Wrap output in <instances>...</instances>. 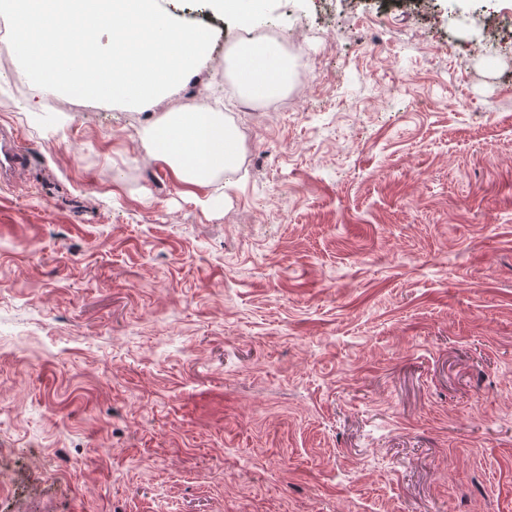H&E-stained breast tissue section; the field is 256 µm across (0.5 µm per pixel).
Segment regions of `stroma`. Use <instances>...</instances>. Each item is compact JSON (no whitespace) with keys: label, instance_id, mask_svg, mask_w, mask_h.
<instances>
[{"label":"stroma","instance_id":"obj_1","mask_svg":"<svg viewBox=\"0 0 512 512\" xmlns=\"http://www.w3.org/2000/svg\"><path fill=\"white\" fill-rule=\"evenodd\" d=\"M224 209L0 38V512H512V0H265ZM241 48L249 52L238 57L236 69L240 71L239 83L249 98L264 100L288 90V62L278 45L248 42ZM25 165V154L17 149L10 138L0 134V179H9Z\"/></svg>","mask_w":512,"mask_h":512}]
</instances>
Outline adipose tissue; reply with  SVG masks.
<instances>
[{"label":"adipose tissue","mask_w":512,"mask_h":512,"mask_svg":"<svg viewBox=\"0 0 512 512\" xmlns=\"http://www.w3.org/2000/svg\"><path fill=\"white\" fill-rule=\"evenodd\" d=\"M236 67L247 96L264 100L288 88V62L278 45L247 43ZM222 89L210 100L177 112L164 113L144 125L139 136L147 157L162 164L183 186L204 190L201 203L216 208L222 197L214 186L224 174L237 171L244 150L236 128L221 110Z\"/></svg>","instance_id":"1"}]
</instances>
